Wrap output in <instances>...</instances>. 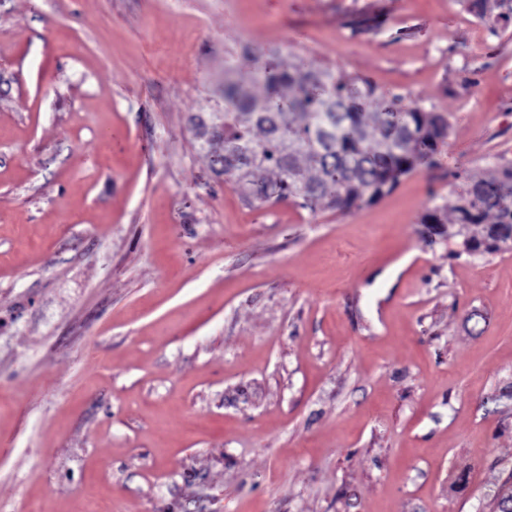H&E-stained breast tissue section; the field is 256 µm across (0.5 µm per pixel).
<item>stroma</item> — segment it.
Returning a JSON list of instances; mask_svg holds the SVG:
<instances>
[{"label":"stroma","instance_id":"1","mask_svg":"<svg viewBox=\"0 0 512 512\" xmlns=\"http://www.w3.org/2000/svg\"><path fill=\"white\" fill-rule=\"evenodd\" d=\"M248 46L448 141L344 215L247 205L195 122ZM507 162L512 24L464 0H0V512H493L512 249L420 218Z\"/></svg>","mask_w":512,"mask_h":512}]
</instances>
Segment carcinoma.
<instances>
[{
	"instance_id": "carcinoma-1",
	"label": "carcinoma",
	"mask_w": 512,
	"mask_h": 512,
	"mask_svg": "<svg viewBox=\"0 0 512 512\" xmlns=\"http://www.w3.org/2000/svg\"><path fill=\"white\" fill-rule=\"evenodd\" d=\"M485 22L512 20V0H466ZM252 54L265 93L257 96L224 77V180L248 202H292L315 213L346 214L391 192L423 165L449 135L448 117L418 105H401L366 79L329 68L290 63L278 70ZM431 224L473 226L463 239L469 253L512 247V163L473 176L458 195L452 218L439 208Z\"/></svg>"
}]
</instances>
